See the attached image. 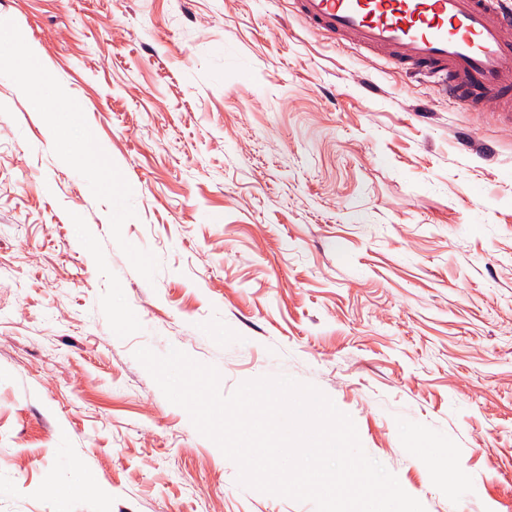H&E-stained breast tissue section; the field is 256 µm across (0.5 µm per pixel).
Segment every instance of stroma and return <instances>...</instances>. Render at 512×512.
Wrapping results in <instances>:
<instances>
[{
  "label": "stroma",
  "instance_id": "35a3bbf8",
  "mask_svg": "<svg viewBox=\"0 0 512 512\" xmlns=\"http://www.w3.org/2000/svg\"><path fill=\"white\" fill-rule=\"evenodd\" d=\"M1 24L127 193L0 67V512H101L57 498L76 467L110 512H315L240 486L141 346L226 395L313 384L426 512H512L511 119L290 0H0ZM1 41L12 45L13 61L23 70L36 73L43 71V62L39 54L13 30H1L0 27V43ZM28 93L51 106L61 104L68 112L77 113L81 111L80 104L64 97L57 84L52 82L45 74H43L42 81L39 84L28 87ZM88 143H85L83 146L87 162L98 170L101 180L106 186H120V182L112 170V161L109 158L106 147L100 143L94 145H89Z\"/></svg>",
  "mask_w": 512,
  "mask_h": 512
}]
</instances>
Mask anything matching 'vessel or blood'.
Segmentation results:
<instances>
[{"label": "vessel or blood", "instance_id": "1", "mask_svg": "<svg viewBox=\"0 0 512 512\" xmlns=\"http://www.w3.org/2000/svg\"><path fill=\"white\" fill-rule=\"evenodd\" d=\"M306 24L440 77L468 110L512 108V9L505 0H293Z\"/></svg>", "mask_w": 512, "mask_h": 512}]
</instances>
